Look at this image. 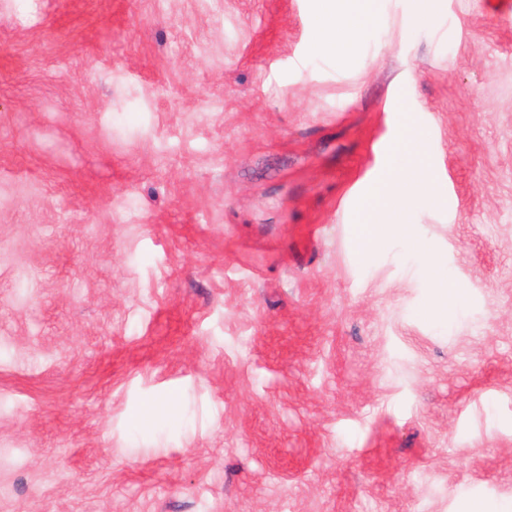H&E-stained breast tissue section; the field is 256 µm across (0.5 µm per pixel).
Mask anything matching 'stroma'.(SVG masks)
<instances>
[{
    "instance_id": "1",
    "label": "stroma",
    "mask_w": 512,
    "mask_h": 512,
    "mask_svg": "<svg viewBox=\"0 0 512 512\" xmlns=\"http://www.w3.org/2000/svg\"><path fill=\"white\" fill-rule=\"evenodd\" d=\"M0 0V512L512 502V0ZM442 205L371 257L404 118ZM434 263L441 276L425 272ZM317 14L319 53L355 52L362 32L376 20L374 0H320ZM340 29L336 30V18Z\"/></svg>"
}]
</instances>
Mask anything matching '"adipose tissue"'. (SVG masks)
Here are the masks:
<instances>
[{
    "label": "adipose tissue",
    "mask_w": 512,
    "mask_h": 512,
    "mask_svg": "<svg viewBox=\"0 0 512 512\" xmlns=\"http://www.w3.org/2000/svg\"><path fill=\"white\" fill-rule=\"evenodd\" d=\"M375 20L374 0H320L318 52L333 55L356 51L362 32ZM393 147L402 159L401 165L386 180L371 185L354 210V242L366 257L374 251L381 229L397 236L408 235L403 222L405 199L414 197L434 205L440 201L412 124H405Z\"/></svg>",
    "instance_id": "ef3b65f1"
}]
</instances>
